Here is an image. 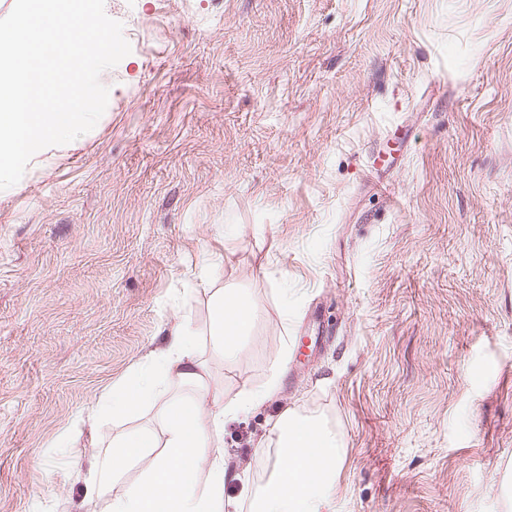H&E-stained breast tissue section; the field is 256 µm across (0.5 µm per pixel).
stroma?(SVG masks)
Returning a JSON list of instances; mask_svg holds the SVG:
<instances>
[{
	"instance_id": "1",
	"label": "stroma",
	"mask_w": 512,
	"mask_h": 512,
	"mask_svg": "<svg viewBox=\"0 0 512 512\" xmlns=\"http://www.w3.org/2000/svg\"><path fill=\"white\" fill-rule=\"evenodd\" d=\"M108 106L0 192V512H79L98 416L196 333L248 503L284 409L341 438L338 512H512V0H105ZM390 151L395 170L373 158ZM250 294L234 359L211 295ZM292 308L282 317V304Z\"/></svg>"
}]
</instances>
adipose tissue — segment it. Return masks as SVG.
I'll return each mask as SVG.
<instances>
[{
	"label": "adipose tissue",
	"instance_id": "ef3b65f1",
	"mask_svg": "<svg viewBox=\"0 0 512 512\" xmlns=\"http://www.w3.org/2000/svg\"><path fill=\"white\" fill-rule=\"evenodd\" d=\"M254 317L250 297L240 290H216L210 308L209 336L225 357H235L249 336ZM205 367L196 353L195 333L185 324L173 327L166 346L151 352L127 388L114 391L104 407L121 419L141 403L160 399L168 384L203 386ZM280 386L271 374L260 388L203 413L199 397L165 409L163 441L145 430L131 429L97 449L83 495L84 504L108 497L107 512H224V483L231 474L216 445L225 421L269 400ZM274 463L266 483L251 501L253 512H336V477L343 462L342 444L324 421L284 410L274 424ZM147 461L143 478L122 494L112 488L126 466ZM207 469L208 481L199 478Z\"/></svg>",
	"mask_w": 512,
	"mask_h": 512
}]
</instances>
